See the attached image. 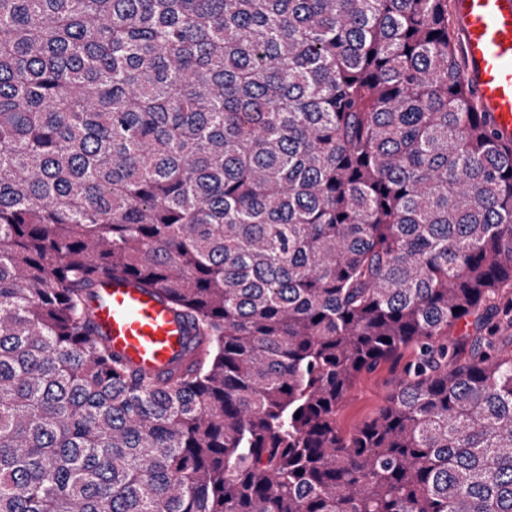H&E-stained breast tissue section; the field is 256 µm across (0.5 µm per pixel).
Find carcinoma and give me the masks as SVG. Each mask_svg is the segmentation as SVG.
I'll list each match as a JSON object with an SVG mask.
<instances>
[{"mask_svg":"<svg viewBox=\"0 0 512 512\" xmlns=\"http://www.w3.org/2000/svg\"><path fill=\"white\" fill-rule=\"evenodd\" d=\"M449 0H0V512H512V144ZM194 329L162 374L96 282ZM418 348L348 434L355 379ZM90 307L97 334L131 366L162 372L190 346L194 330L152 290L101 279Z\"/></svg>","mask_w":512,"mask_h":512,"instance_id":"cac0c4a2","label":"carcinoma"}]
</instances>
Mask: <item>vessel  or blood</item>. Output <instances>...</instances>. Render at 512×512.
I'll return each mask as SVG.
<instances>
[{
	"label": "vessel or blood",
	"mask_w": 512,
	"mask_h": 512,
	"mask_svg": "<svg viewBox=\"0 0 512 512\" xmlns=\"http://www.w3.org/2000/svg\"><path fill=\"white\" fill-rule=\"evenodd\" d=\"M466 59L464 77L496 132L512 139V5L454 0ZM97 333L131 366L161 372L189 347L194 331L159 294L132 281L100 280L90 303Z\"/></svg>",
	"instance_id": "b4317fda"
}]
</instances>
